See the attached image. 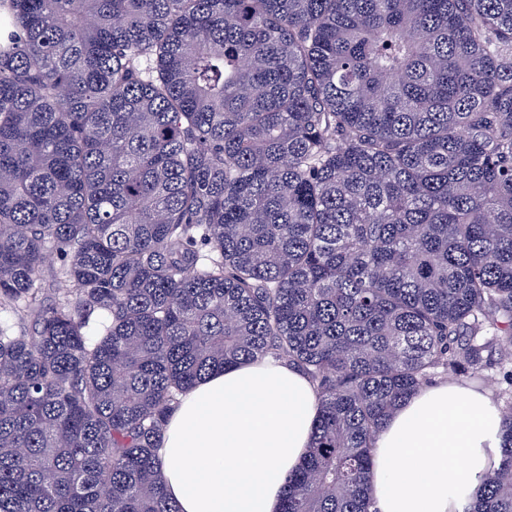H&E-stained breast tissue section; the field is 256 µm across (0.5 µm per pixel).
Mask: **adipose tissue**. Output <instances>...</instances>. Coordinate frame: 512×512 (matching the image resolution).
Here are the masks:
<instances>
[{
    "label": "adipose tissue",
    "instance_id": "ef3b65f1",
    "mask_svg": "<svg viewBox=\"0 0 512 512\" xmlns=\"http://www.w3.org/2000/svg\"><path fill=\"white\" fill-rule=\"evenodd\" d=\"M318 416L304 375L270 358L211 375L180 400L158 450L179 512H278ZM500 413L462 383L420 388L373 456L376 512H463L497 460Z\"/></svg>",
    "mask_w": 512,
    "mask_h": 512
}]
</instances>
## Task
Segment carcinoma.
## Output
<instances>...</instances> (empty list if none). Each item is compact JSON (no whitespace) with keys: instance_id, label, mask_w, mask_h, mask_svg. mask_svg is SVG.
Listing matches in <instances>:
<instances>
[{"instance_id":"obj_1","label":"carcinoma","mask_w":512,"mask_h":512,"mask_svg":"<svg viewBox=\"0 0 512 512\" xmlns=\"http://www.w3.org/2000/svg\"><path fill=\"white\" fill-rule=\"evenodd\" d=\"M0 310V512H179L170 414L266 355L319 409L279 512H372L492 366L512 512V0H0Z\"/></svg>"}]
</instances>
